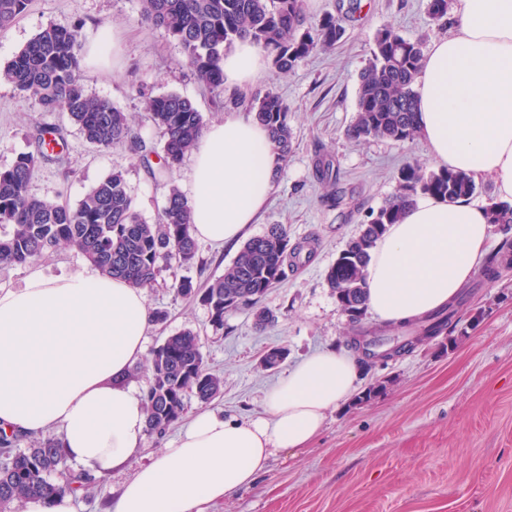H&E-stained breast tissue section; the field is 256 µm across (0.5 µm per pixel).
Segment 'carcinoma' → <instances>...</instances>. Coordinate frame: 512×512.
<instances>
[{"instance_id":"cac0c4a2","label":"carcinoma","mask_w":512,"mask_h":512,"mask_svg":"<svg viewBox=\"0 0 512 512\" xmlns=\"http://www.w3.org/2000/svg\"><path fill=\"white\" fill-rule=\"evenodd\" d=\"M30 0H0V31L10 28ZM450 0H428L437 22L448 20ZM141 22L162 28L180 46L183 62L215 97L224 94V55L242 39L251 40L271 57L279 73L296 69L320 50L331 48L344 34L343 19L332 14L307 19L303 0H141ZM424 60L420 41L385 25L375 34L370 57L360 75L355 114L345 134L354 142L371 138L405 143L417 136L414 80ZM83 40L78 25L50 23L23 46L0 71V79L24 94L39 112L69 114L85 141L97 148L123 145L153 177L163 179L168 194L154 221L137 210L123 173L114 171L76 205H59L32 196L29 186L38 167L53 159L47 130L33 136L34 150L19 155L0 170V264L25 265L59 245L81 253L99 272L137 288L154 281L163 267L195 263L198 245L192 234L191 209L175 174L186 152L206 129L202 113L188 97L168 92L150 97L146 109L164 131L158 167H153L141 135L127 114L112 101L87 93L81 83ZM252 117L267 128L279 161L288 162L292 131L288 105L273 91L260 89L250 100ZM394 193L370 215L330 267L326 280L349 323L358 325L368 309L366 269L371 253L389 227L398 224L420 196L445 202L476 194L473 176L454 169L428 171L419 162L399 168ZM489 223L512 224V203L492 201ZM288 232L271 226L242 246L224 275L200 288L189 278L172 283L177 294L197 297L210 309V325L224 329V315L250 310L255 325L275 321L263 305L285 276L288 261L301 259L303 248H288ZM512 270V245L504 243L485 262L484 276L496 279ZM465 292L448 306L403 325L409 336H438L447 330ZM152 380L145 391L146 433L159 438L183 416L186 397L207 404L221 394L223 379L209 372L191 330L168 336L150 352ZM22 435L0 429V503L18 507L29 500L50 504L57 496L86 486L89 476L67 464L61 439L47 438L30 448L17 447Z\"/></svg>"}]
</instances>
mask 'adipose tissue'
<instances>
[{"label":"adipose tissue","mask_w":512,"mask_h":512,"mask_svg":"<svg viewBox=\"0 0 512 512\" xmlns=\"http://www.w3.org/2000/svg\"><path fill=\"white\" fill-rule=\"evenodd\" d=\"M456 31L427 52L415 78L419 134L437 165L493 176L512 199V0H456ZM264 53L244 40L224 57L226 83L255 82ZM279 165L253 117L210 124L193 149L186 198L195 238L237 240L253 223ZM485 209L423 197L391 225L367 270L368 306L399 325L457 296L484 261ZM150 314L142 289L98 272L32 271L0 289V428L57 426L68 462L100 476L145 445V399L128 385L145 353ZM358 370L328 350L294 367L250 421L199 412L171 446L122 486L111 512H204L251 486L272 451L300 448L351 396Z\"/></svg>","instance_id":"1"}]
</instances>
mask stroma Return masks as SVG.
<instances>
[{"label": "stroma", "instance_id": "35a3bbf8", "mask_svg": "<svg viewBox=\"0 0 512 512\" xmlns=\"http://www.w3.org/2000/svg\"><path fill=\"white\" fill-rule=\"evenodd\" d=\"M334 49L309 57L288 74L266 68L256 86L228 85L214 99L180 63L181 51L164 30L139 22V0H31L26 13L0 31V68L49 23L83 25L85 42L102 28L118 35L119 49L107 65L85 63L88 93L112 100L136 123L147 147L161 149L164 137L146 109L147 97L176 92L193 100L206 122L244 114L254 88L272 89L289 106L292 154L273 178L269 200L256 223L239 241L199 242L190 268L163 269L144 293L149 311L167 320L150 324L147 348L192 330L209 371L224 380L220 397L204 405L189 398L192 419L210 409L241 419L263 415V399L288 370L324 350L345 353L357 363V394L374 389L371 399H349L330 412L320 434L306 447L280 448L270 457L255 487L209 504L207 512H512V271L485 278L475 270L468 301L453 325L417 348L384 362L365 364L353 341L357 334L336 303L325 273L393 193L394 175L409 161L427 170L436 165L424 142L402 144L344 134L356 109L359 75L377 30L390 25L404 37L431 45L450 36L447 23L431 20L427 0H363ZM61 129V161L40 165L31 194L60 204H76L112 171H122L143 217L154 220L168 187L151 179L126 147L99 149L88 144L64 112H36L12 84L0 80V169L32 151L37 128ZM331 160L335 184L321 183L317 158ZM284 225L291 245L310 249L309 258L287 267L266 299L276 319L265 330L249 312L225 315L213 330L209 311L196 298L177 295L173 277L203 286L223 275L244 240ZM48 275L91 271L74 248L58 247L35 265L0 267V289L20 286L32 269ZM287 350L275 369L262 364L272 348ZM177 429L147 440L144 450L110 475L106 485L90 483L74 502V512H108L120 486Z\"/></svg>", "mask_w": 512, "mask_h": 512}]
</instances>
